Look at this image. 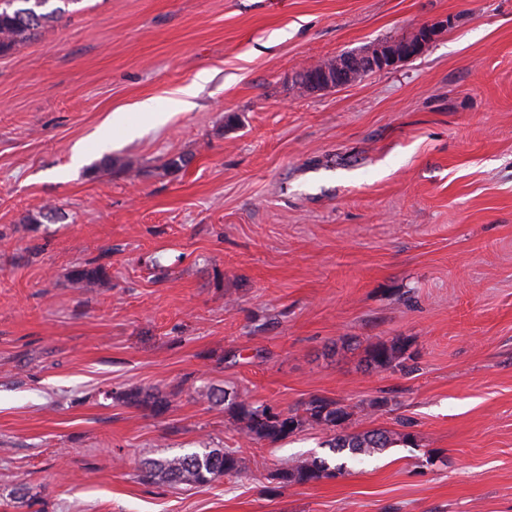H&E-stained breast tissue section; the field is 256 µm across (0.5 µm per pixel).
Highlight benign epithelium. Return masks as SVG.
<instances>
[{"instance_id":"7a95c632","label":"benign epithelium","mask_w":512,"mask_h":512,"mask_svg":"<svg viewBox=\"0 0 512 512\" xmlns=\"http://www.w3.org/2000/svg\"><path fill=\"white\" fill-rule=\"evenodd\" d=\"M441 29L440 25L423 23L411 35L395 43L339 55L329 69L301 71L296 84L317 90L335 89L370 73L391 69L404 60L420 55L436 39Z\"/></svg>"}]
</instances>
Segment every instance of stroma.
Returning <instances> with one entry per match:
<instances>
[{"label": "stroma", "instance_id": "35a3bbf8", "mask_svg": "<svg viewBox=\"0 0 512 512\" xmlns=\"http://www.w3.org/2000/svg\"><path fill=\"white\" fill-rule=\"evenodd\" d=\"M65 8L0 56V512H512V0ZM443 19L397 67L294 87ZM115 112L141 134L101 144ZM48 205L59 223H28ZM91 261L105 286L74 282ZM395 339L401 363L368 368ZM213 387L338 401L402 441L281 488V464L329 457L325 430L245 442ZM204 447L239 477L140 476ZM122 398L129 404L144 407L155 414L163 412L168 406L166 397L141 389H129L122 393Z\"/></svg>", "mask_w": 512, "mask_h": 512}]
</instances>
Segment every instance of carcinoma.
<instances>
[{
    "mask_svg": "<svg viewBox=\"0 0 512 512\" xmlns=\"http://www.w3.org/2000/svg\"><path fill=\"white\" fill-rule=\"evenodd\" d=\"M47 2L49 0H0L1 55L29 43L56 22L63 9L59 7L49 12L41 11ZM73 278L85 288H96L106 280L107 274L103 266L90 263L75 270ZM403 354V344L399 341L389 345L379 344L370 349L368 362L375 368L384 369L398 363ZM122 398L129 404L144 407L156 414L163 412L168 406L166 397L141 389H129L122 393ZM205 398L216 402L230 401L244 436L256 443L283 440L305 424L314 423L329 432L325 447L337 455L346 452L349 458L358 460L407 439L405 435L396 438L386 430L349 432L345 428L346 422L353 416L349 406L319 397L308 401L303 413L291 412L284 420L271 414L269 406H254L235 397L229 399L227 393L220 389H211L205 393ZM344 468L343 462L332 466L327 459L314 455L282 465L275 470L273 477L280 486L287 487L334 478ZM240 472L241 460L235 452L222 448H206L200 453L151 461L142 471V480H158L169 484H207L219 477L237 476Z\"/></svg>",
    "mask_w": 512,
    "mask_h": 512,
    "instance_id": "cac0c4a2",
    "label": "carcinoma"
}]
</instances>
